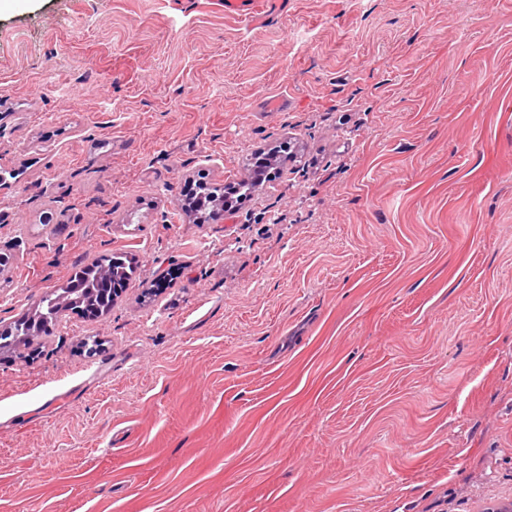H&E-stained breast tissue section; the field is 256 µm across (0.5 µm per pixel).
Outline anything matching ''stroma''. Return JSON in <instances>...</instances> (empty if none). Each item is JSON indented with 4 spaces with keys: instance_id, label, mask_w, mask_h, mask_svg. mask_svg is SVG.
Masks as SVG:
<instances>
[{
    "instance_id": "obj_1",
    "label": "stroma",
    "mask_w": 512,
    "mask_h": 512,
    "mask_svg": "<svg viewBox=\"0 0 512 512\" xmlns=\"http://www.w3.org/2000/svg\"><path fill=\"white\" fill-rule=\"evenodd\" d=\"M112 252L0 353V512L512 504V0L1 8L0 329ZM200 189L202 192L195 194V197L189 202V208L202 219L205 218L206 211L217 204V202L224 203V186L211 183L205 184V186L202 185ZM135 262L128 253L100 254L92 258L75 272L66 285L45 296L41 302L39 313L14 322L10 329L13 336H23L20 346H30L33 341L52 325L44 313L47 303L55 301L58 310H80L89 315H99L112 307L114 295L110 302L101 299L99 289L101 284L109 281L112 284H123L129 281L134 273Z\"/></svg>"
}]
</instances>
